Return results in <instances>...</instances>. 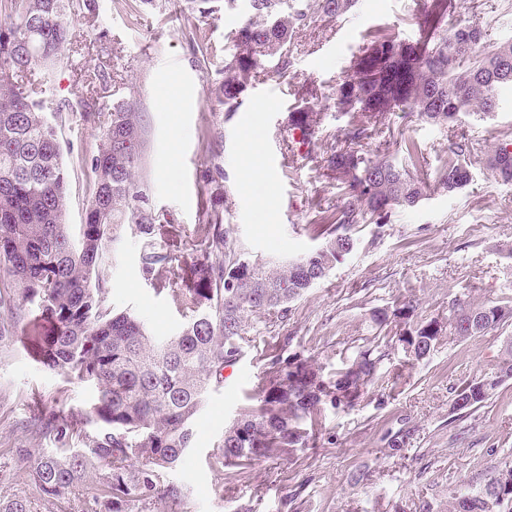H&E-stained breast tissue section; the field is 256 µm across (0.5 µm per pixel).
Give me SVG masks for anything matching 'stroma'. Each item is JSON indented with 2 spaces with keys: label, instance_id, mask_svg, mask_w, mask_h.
I'll use <instances>...</instances> for the list:
<instances>
[{
  "label": "stroma",
  "instance_id": "35a3bbf8",
  "mask_svg": "<svg viewBox=\"0 0 512 512\" xmlns=\"http://www.w3.org/2000/svg\"><path fill=\"white\" fill-rule=\"evenodd\" d=\"M423 11L418 0H357L343 18L312 19L289 47L286 76H275L279 62L271 60L269 73L251 79L232 112L220 87L234 54L231 36L249 17L248 0H215L207 15L190 0H96L93 15L78 17L70 45L47 74L54 98L67 107L58 127L70 171L67 221H84L92 195L86 163L100 140L99 125L76 102V79L103 71L110 101L132 104L139 115L137 183L152 239L180 258L156 280L145 279L140 234L135 223L121 224L97 270L113 312L144 318L158 336L176 331L177 301L159 286L204 288L212 259L205 226L214 215L253 259L284 260L320 247L316 216L343 201L325 167L326 143L354 121L336 111L332 88L370 33L417 42ZM461 23L486 29L490 42L512 41L506 0H450L443 25ZM202 45L211 49L209 59H202ZM295 112L318 115L308 154L298 159L274 140ZM384 122L422 151V199L391 209L387 223L353 228L354 250L292 304L287 325L270 333L290 335L288 351L308 350L329 372L381 333L389 336L388 357L354 408L328 411L312 449L237 471L217 467L213 455L227 424L259 389L263 363L246 349L234 376L208 394L193 446L171 474L190 490V512H450L456 495L512 462V379L478 409L448 415L454 389L492 371L512 343V316L413 364L404 361L395 325L372 320L373 312L408 300L418 317L442 319L454 299L512 301V184L496 180L487 164L492 150L512 140V95L484 119L440 126L389 112ZM247 127L260 143L264 171L252 182L238 165ZM454 134L479 143L482 153L470 182L449 194L436 180ZM50 328L41 309L26 303L13 339L0 344V449L26 441L21 420L58 407L83 411L94 399L91 387L66 384L40 362Z\"/></svg>",
  "mask_w": 512,
  "mask_h": 512
}]
</instances>
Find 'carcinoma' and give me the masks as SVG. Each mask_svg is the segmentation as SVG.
I'll list each match as a JSON object with an SVG mask.
<instances>
[{
  "label": "carcinoma",
  "mask_w": 512,
  "mask_h": 512,
  "mask_svg": "<svg viewBox=\"0 0 512 512\" xmlns=\"http://www.w3.org/2000/svg\"><path fill=\"white\" fill-rule=\"evenodd\" d=\"M354 0H249L252 17L235 35L236 53L222 85L226 111H233L252 74L279 57L287 71L288 45L302 22L319 15L341 18ZM95 0H0V272L22 300L38 305L54 323L40 350V362L69 383L95 389L90 410L42 411L22 423L30 438L51 448L13 446L0 451V512H34L33 499L13 492L20 484L51 498L70 512L71 496L90 476L96 492L79 512H188L187 490L169 475L192 445L193 421L224 368L235 362L264 327L288 317L302 298L355 246L359 224H384L389 209L412 207L425 183L413 173L421 152L410 143V164L396 165L369 150L377 123L388 112L415 113L436 125L463 114L487 116L500 91L512 89V42L487 51V33L460 24L441 28L446 0H431L422 39L404 43L385 31L375 33L351 72L336 80L332 100L339 112L359 119L327 145V170L344 202L317 225L323 243L299 258L263 262L228 246L230 227L207 226L215 257L206 271L207 309L196 294L169 288L183 318L180 330L157 337L130 313H113L107 287L93 279L117 229L139 224L144 238L142 272L173 262L151 240L149 220L136 203L144 199L135 180L140 162L141 127L122 102L100 119L101 142L91 158L92 199L84 223H66L70 173L63 162L57 124L45 115L52 104L42 86L44 71L71 41L74 18L92 14ZM108 86L106 76L86 79L78 97L96 105ZM478 151L469 140H450L437 185L451 193L470 178L468 161ZM503 182H512V151L498 146L488 159ZM409 302L372 315L379 325L396 323L398 341L413 347L411 361L425 359L443 341L482 334L512 308L448 305V320H413ZM18 322L10 289L0 290V340ZM264 370L257 404L225 428L215 456L221 467L245 469L256 461L303 452L322 429L326 412L358 404L384 359L373 340L332 373L305 351L288 355V336H263ZM512 379V346L497 371L455 390L449 414L484 403ZM512 501V465L494 470L479 489L456 498L452 512H498Z\"/></svg>",
  "instance_id": "obj_1"
}]
</instances>
